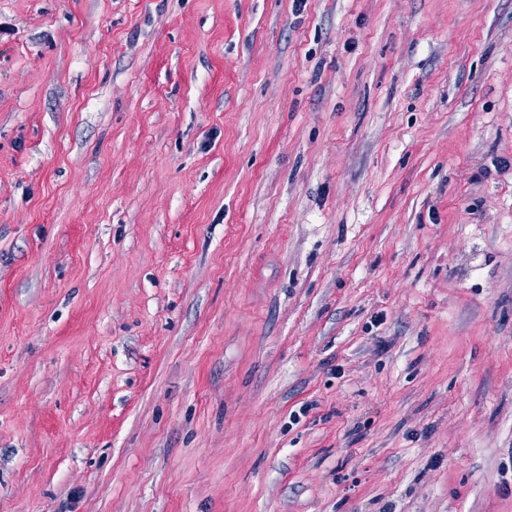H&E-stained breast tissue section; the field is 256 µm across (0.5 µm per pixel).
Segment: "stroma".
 Masks as SVG:
<instances>
[{"label":"stroma","instance_id":"stroma-1","mask_svg":"<svg viewBox=\"0 0 512 512\" xmlns=\"http://www.w3.org/2000/svg\"><path fill=\"white\" fill-rule=\"evenodd\" d=\"M0 512H512V0H0Z\"/></svg>","mask_w":512,"mask_h":512}]
</instances>
